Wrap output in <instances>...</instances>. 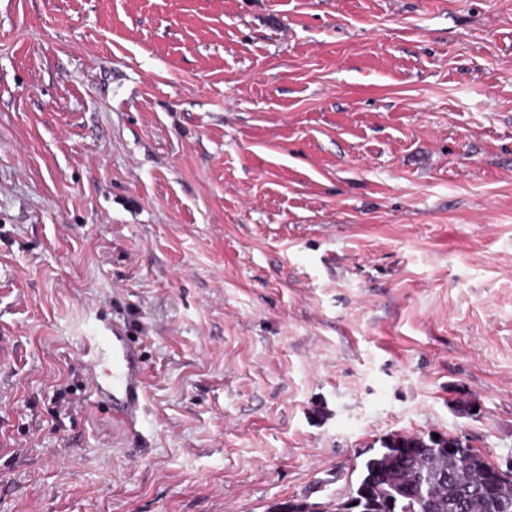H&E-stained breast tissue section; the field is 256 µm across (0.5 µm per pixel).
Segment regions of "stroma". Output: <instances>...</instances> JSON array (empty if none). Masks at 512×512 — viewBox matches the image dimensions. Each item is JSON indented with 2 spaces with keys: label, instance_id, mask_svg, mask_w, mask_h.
Listing matches in <instances>:
<instances>
[{
  "label": "stroma",
  "instance_id": "35a3bbf8",
  "mask_svg": "<svg viewBox=\"0 0 512 512\" xmlns=\"http://www.w3.org/2000/svg\"><path fill=\"white\" fill-rule=\"evenodd\" d=\"M0 341V512L324 503L393 432L505 463L512 0H0ZM81 355L94 390L115 402V417L135 425L142 408V367L126 336L113 327L110 335L89 336Z\"/></svg>",
  "mask_w": 512,
  "mask_h": 512
}]
</instances>
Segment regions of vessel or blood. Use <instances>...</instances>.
I'll list each match as a JSON object with an SVG mask.
<instances>
[{
  "label": "vessel or blood",
  "mask_w": 512,
  "mask_h": 512,
  "mask_svg": "<svg viewBox=\"0 0 512 512\" xmlns=\"http://www.w3.org/2000/svg\"><path fill=\"white\" fill-rule=\"evenodd\" d=\"M82 358L94 390L115 402V415L121 422L135 425L142 408V367L126 336L114 329L89 337Z\"/></svg>",
  "instance_id": "obj_1"
}]
</instances>
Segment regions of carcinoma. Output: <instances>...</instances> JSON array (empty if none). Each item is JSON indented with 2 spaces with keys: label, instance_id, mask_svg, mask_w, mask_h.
<instances>
[{
  "label": "carcinoma",
  "instance_id": "obj_1",
  "mask_svg": "<svg viewBox=\"0 0 512 512\" xmlns=\"http://www.w3.org/2000/svg\"><path fill=\"white\" fill-rule=\"evenodd\" d=\"M458 436L394 432L361 464L356 485L300 512H512V474Z\"/></svg>",
  "mask_w": 512,
  "mask_h": 512
}]
</instances>
